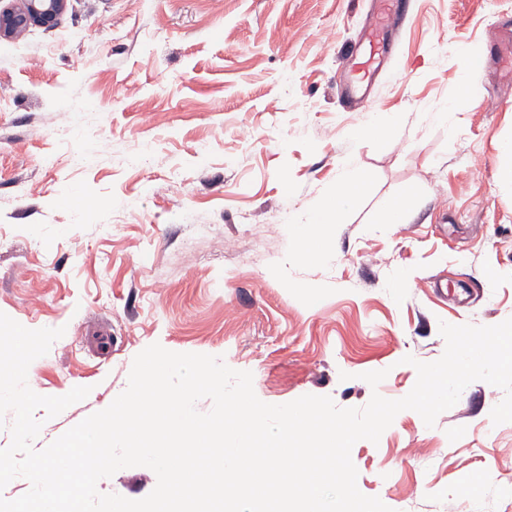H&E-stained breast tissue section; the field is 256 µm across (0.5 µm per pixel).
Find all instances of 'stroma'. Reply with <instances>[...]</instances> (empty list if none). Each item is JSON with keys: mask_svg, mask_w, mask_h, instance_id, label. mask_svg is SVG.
<instances>
[{"mask_svg": "<svg viewBox=\"0 0 512 512\" xmlns=\"http://www.w3.org/2000/svg\"><path fill=\"white\" fill-rule=\"evenodd\" d=\"M366 0H68L51 27L0 38V312L64 328L36 359L41 395L87 386L42 449L107 408L157 343L222 357L256 396L361 408L414 387L440 322L512 318V46L491 33L512 0H408L395 61L370 107L339 86ZM482 65L461 85V53ZM467 90L473 102L436 112ZM387 133L354 144L377 114ZM365 181L306 258L296 225L335 190L342 157ZM407 201L401 224L381 204ZM386 371L378 388L362 380ZM348 380H341V373ZM498 387L468 385L426 426L397 414L357 441L360 492L393 512H512V422ZM146 467L101 479L138 500Z\"/></svg>", "mask_w": 512, "mask_h": 512, "instance_id": "obj_1", "label": "stroma"}]
</instances>
